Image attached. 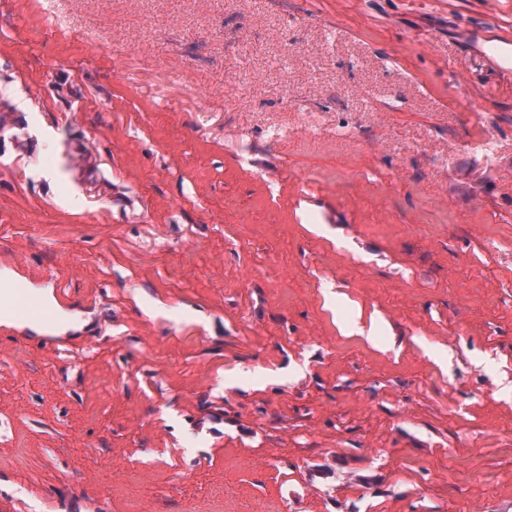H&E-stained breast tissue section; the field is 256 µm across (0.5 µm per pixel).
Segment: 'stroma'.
<instances>
[{"label": "stroma", "mask_w": 512, "mask_h": 512, "mask_svg": "<svg viewBox=\"0 0 512 512\" xmlns=\"http://www.w3.org/2000/svg\"><path fill=\"white\" fill-rule=\"evenodd\" d=\"M477 15L512 0H0V281L75 319L0 330V512L512 507Z\"/></svg>", "instance_id": "1"}]
</instances>
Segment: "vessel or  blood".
<instances>
[{
	"label": "vessel or blood",
	"mask_w": 512,
	"mask_h": 512,
	"mask_svg": "<svg viewBox=\"0 0 512 512\" xmlns=\"http://www.w3.org/2000/svg\"><path fill=\"white\" fill-rule=\"evenodd\" d=\"M463 41L469 52L504 76H512V25L485 16L465 25ZM0 316L13 326L41 332L61 329L58 309L44 301L33 279L20 277L0 284Z\"/></svg>",
	"instance_id": "vessel-or-blood-1"
}]
</instances>
